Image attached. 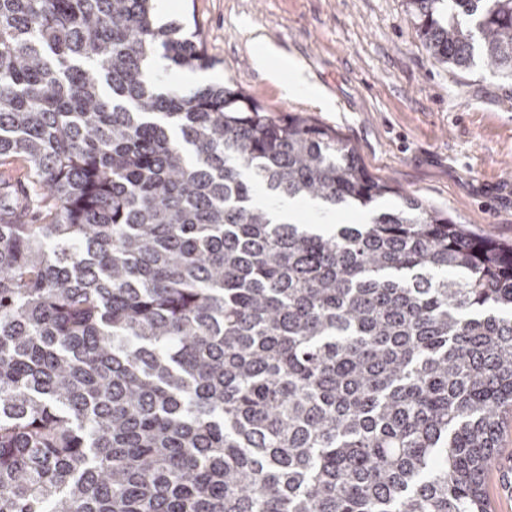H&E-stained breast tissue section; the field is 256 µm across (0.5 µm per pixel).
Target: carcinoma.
<instances>
[{"instance_id":"obj_1","label":"carcinoma","mask_w":512,"mask_h":512,"mask_svg":"<svg viewBox=\"0 0 512 512\" xmlns=\"http://www.w3.org/2000/svg\"><path fill=\"white\" fill-rule=\"evenodd\" d=\"M512 80V0H407ZM154 0H0V512H487L512 247L223 85ZM399 203L319 233L262 196Z\"/></svg>"}]
</instances>
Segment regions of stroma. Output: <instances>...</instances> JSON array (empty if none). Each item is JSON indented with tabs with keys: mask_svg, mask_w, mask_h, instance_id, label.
Masks as SVG:
<instances>
[{
	"mask_svg": "<svg viewBox=\"0 0 512 512\" xmlns=\"http://www.w3.org/2000/svg\"><path fill=\"white\" fill-rule=\"evenodd\" d=\"M166 21L201 29L207 69L162 70L183 92L242 90L274 115L305 114L355 147L372 175L442 209L474 236L512 244V81L483 64L439 65L406 0H170ZM299 60L311 89L254 64V37Z\"/></svg>",
	"mask_w": 512,
	"mask_h": 512,
	"instance_id": "35a3bbf8",
	"label": "stroma"
}]
</instances>
